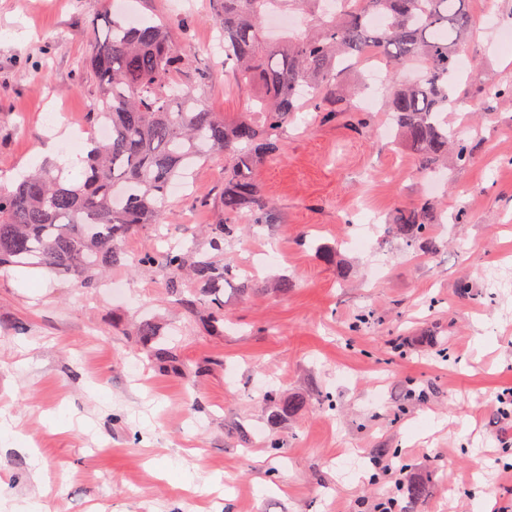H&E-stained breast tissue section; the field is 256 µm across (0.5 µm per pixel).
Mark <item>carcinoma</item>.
I'll return each mask as SVG.
<instances>
[{"mask_svg": "<svg viewBox=\"0 0 512 512\" xmlns=\"http://www.w3.org/2000/svg\"><path fill=\"white\" fill-rule=\"evenodd\" d=\"M214 2L224 27V58L242 85L258 89L262 122L248 116L226 121L199 104L196 73L169 25L112 16L86 62L98 84L90 123L110 124L112 138L88 140L71 182L59 175V165L46 164L10 186L0 184L1 268H45L73 276L79 288L95 287L116 265L152 269L189 314L203 311L212 329L224 328L220 294L231 269L208 253L190 262L173 247L132 256L126 241L156 223L174 181L216 155L224 157V219L205 227L210 249L224 254L242 220L272 223L275 207L257 168L285 156L284 130L302 87L318 91L324 105L350 104L354 91L345 73L354 60L422 68L419 80L395 81L384 94L385 111L418 152L421 171L447 167L450 154L460 165L473 159L474 145L440 118L448 111L459 54L473 33L468 0H346L344 11L332 17L325 0ZM272 4L308 15L316 31L286 44L260 40ZM372 15L381 16L383 26H371ZM433 222L428 203L395 218L411 247L432 244ZM135 335L160 370L178 364L153 323H139Z\"/></svg>", "mask_w": 512, "mask_h": 512, "instance_id": "obj_1", "label": "carcinoma"}]
</instances>
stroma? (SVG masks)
Returning a JSON list of instances; mask_svg holds the SVG:
<instances>
[{
	"instance_id": "obj_1",
	"label": "stroma",
	"mask_w": 512,
	"mask_h": 512,
	"mask_svg": "<svg viewBox=\"0 0 512 512\" xmlns=\"http://www.w3.org/2000/svg\"><path fill=\"white\" fill-rule=\"evenodd\" d=\"M169 2L0 0V182L61 161L67 142L41 153L53 122L95 136L87 112L98 85L78 62L109 11L166 19L201 76L202 107L230 120L249 113L252 89L209 49L221 32L213 0L178 11ZM468 8L474 38L444 118L461 126L456 106L467 104L471 163L429 191L416 154L385 134L381 107L358 130L302 103L286 160L257 171L276 223L246 228L224 250L256 289L225 284L223 335L189 317L151 270L117 267L83 289L42 268L0 269V408L24 435L0 444L1 500L40 490L48 512H377L393 498L400 512H473L487 495L512 512V444L493 407L512 387V98L486 93L512 84L497 30L512 25V0ZM223 191V160L197 161L128 251H208L198 229L223 218ZM427 197L437 247L412 263L387 222ZM371 215L369 248L351 249V225ZM318 244L335 247V263L318 258ZM144 320L184 373L158 371L140 348L131 331ZM271 390L302 404L273 416ZM273 436L280 447H267ZM412 484L427 488L414 504Z\"/></svg>"
}]
</instances>
